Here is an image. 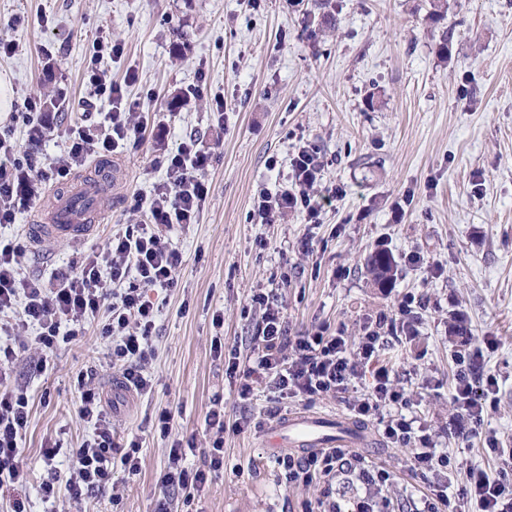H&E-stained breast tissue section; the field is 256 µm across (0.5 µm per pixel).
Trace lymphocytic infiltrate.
<instances>
[{
  "instance_id": "f902f5d3",
  "label": "lymphocytic infiltrate",
  "mask_w": 512,
  "mask_h": 512,
  "mask_svg": "<svg viewBox=\"0 0 512 512\" xmlns=\"http://www.w3.org/2000/svg\"><path fill=\"white\" fill-rule=\"evenodd\" d=\"M123 53L121 43L102 38L94 42L87 79L92 97L106 113L103 121L71 125L66 132L68 146L59 155L50 159L42 155V146L53 135L59 114L45 109L41 97H30L23 103L26 150H19L11 129L0 130L1 225L14 224L18 214L39 204L51 177H67L91 157L118 154L141 145L144 126L134 119L136 105L126 102V87L137 81V74L128 72L124 82L118 83L99 66L103 57L118 59ZM211 159V152L192 141L157 156L155 164L164 169L165 176L148 195L135 198L133 209L139 213V221L113 233L80 262L52 271L48 280L23 277L22 245L0 239V332L34 329L33 343L49 355L83 335L97 315H105L102 335L110 340L112 367L119 369L127 388L140 395L150 392L152 382L146 368L154 357L151 340L159 312L150 294L177 284L184 258L168 233L196 223L209 194L204 172ZM320 172L315 146L299 144L287 184L258 197L263 223H278L297 211L316 220L319 204L310 190ZM251 303L261 311L250 336L252 354L247 364L232 358L227 365L230 375L240 379L237 394L241 401L251 400L259 383L264 386L272 415L288 400L311 403L323 396L351 394L348 409L356 419L377 421L388 443L412 446L415 471L428 477V492L418 512H512V456L503 460L493 475L470 467L464 485L454 487L450 476L456 467L455 457L438 448L430 427L415 412V394L394 388L389 369L380 362L389 336L401 334L410 339L417 335L416 309L422 304L421 297L405 294L392 314L367 318L355 341L344 331L332 333L324 326L290 335L284 307L277 297L258 292ZM494 344V338L487 336L465 344L455 355L452 404L459 436L476 433L496 407L498 381L478 371L485 350ZM17 359L13 344L0 343V489L17 491L10 512H28L27 500L18 491L29 481L28 470L19 462V445L29 420V398L26 391L9 384ZM77 386V412L91 425L92 434L73 449V464L65 473L53 465L59 446L43 449L48 476L40 491L46 501L61 489L76 502L106 494L112 487L114 468L131 473L140 468L139 439L122 445L114 442L112 416L103 405L93 375L79 374ZM205 421L216 432L208 468L185 467V446L172 440L170 465L162 477L165 487L188 500L205 486L209 473L224 467L223 399H214ZM276 463L288 484L322 480L324 490L317 512H343L331 489L333 480L342 476L356 477L364 486L363 492L351 497L352 512H391L390 500L381 494L392 480L391 473L370 467L365 457L350 449L330 448L304 456L285 453Z\"/></svg>"
}]
</instances>
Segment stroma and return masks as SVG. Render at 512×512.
Wrapping results in <instances>:
<instances>
[{
    "mask_svg": "<svg viewBox=\"0 0 512 512\" xmlns=\"http://www.w3.org/2000/svg\"><path fill=\"white\" fill-rule=\"evenodd\" d=\"M446 2L444 20L435 23L434 0H335V33L312 37L307 27L318 0H0V39L17 46L0 58V77L13 89L0 127H12L18 144L26 142L20 114L27 96L62 94L70 103L45 144L51 157L65 150L64 130L79 114L98 115L85 72L101 35L125 47L121 58L103 62L113 81L135 71L129 98L145 105L154 97L160 107L141 113L145 141L122 153L125 172L98 201L96 232L40 247L21 236L25 277L79 260L117 225L136 222L135 196L164 175L154 165L159 142L174 149L193 137L213 153L198 223L170 234L184 265L176 287L157 299L152 390L111 411L115 442L136 436L142 444L137 474L113 470V494L79 503L63 489L47 503L39 494L47 477L41 448L57 440L74 448L91 433L76 412L78 374L93 371L106 394L117 377L102 320L50 358L26 333L17 335V381L31 409L21 442L31 512H156L163 499L169 512H304L316 502L322 483L288 485L263 443L275 423L265 398L240 403L212 348L220 336L249 356L260 317L249 305L260 288L283 303L292 334L327 325L353 339L367 316L391 312L407 291L422 295L417 336L391 338L381 360L395 385H419L418 413L439 447L459 450L463 466L491 470L494 460L481 448L464 449L453 429L456 344L448 323L461 311L464 336L496 339L483 368L500 392L481 434L512 448V0ZM199 90L223 92V125L195 99ZM302 140L316 146L324 165L312 190L320 221L292 212L262 223L254 199L277 191ZM382 249L394 263L387 289L367 270ZM44 358L46 373L35 375ZM217 395L224 399L223 470L192 503L165 496L171 440H193L185 463L207 468L205 415ZM164 409L173 416L167 441L155 431ZM243 415L250 426L235 430ZM365 429L363 455L394 474L384 495L404 507L420 501L427 484L410 448L388 446L375 424Z\"/></svg>",
    "mask_w": 512,
    "mask_h": 512,
    "instance_id": "1",
    "label": "stroma"
}]
</instances>
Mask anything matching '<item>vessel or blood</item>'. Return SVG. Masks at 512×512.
Masks as SVG:
<instances>
[{"mask_svg": "<svg viewBox=\"0 0 512 512\" xmlns=\"http://www.w3.org/2000/svg\"><path fill=\"white\" fill-rule=\"evenodd\" d=\"M99 213L73 212L69 201L56 202L45 224L31 225V233L40 239L86 238L99 223ZM266 446L276 451L288 448L294 451L323 448H353L363 444L364 435L352 422L336 416L297 412L277 421L265 433Z\"/></svg>", "mask_w": 512, "mask_h": 512, "instance_id": "1", "label": "vessel or blood"}]
</instances>
